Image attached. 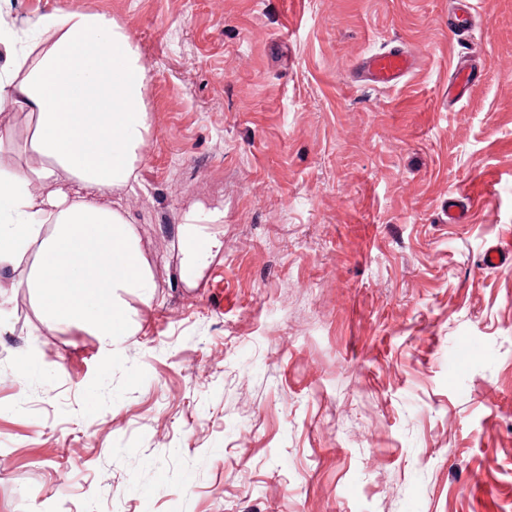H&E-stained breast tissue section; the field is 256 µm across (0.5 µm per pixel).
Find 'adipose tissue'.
<instances>
[{"label":"adipose tissue","mask_w":512,"mask_h":512,"mask_svg":"<svg viewBox=\"0 0 512 512\" xmlns=\"http://www.w3.org/2000/svg\"><path fill=\"white\" fill-rule=\"evenodd\" d=\"M0 112L27 114L34 164L0 169V271H22L48 323L90 325L111 352L128 324L125 294L153 295L135 221L107 194L133 189L153 115L128 31L80 10L17 27L0 17Z\"/></svg>","instance_id":"ef3b65f1"}]
</instances>
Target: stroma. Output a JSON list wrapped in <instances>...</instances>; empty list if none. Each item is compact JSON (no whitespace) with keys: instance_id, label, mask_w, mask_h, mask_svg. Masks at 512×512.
Wrapping results in <instances>:
<instances>
[{"instance_id":"1","label":"stroma","mask_w":512,"mask_h":512,"mask_svg":"<svg viewBox=\"0 0 512 512\" xmlns=\"http://www.w3.org/2000/svg\"><path fill=\"white\" fill-rule=\"evenodd\" d=\"M460 101L450 0H0L106 14L154 115L122 198L150 259L104 354L30 291L0 314V512H512V0H477ZM396 44L395 87L350 73ZM0 165L31 121L0 116ZM467 212L448 221L449 196ZM223 205L205 277L182 218ZM467 55L458 57L453 66L452 83L448 84V99L460 96L466 88L475 86L481 80L483 72L481 66L478 63H472L466 57ZM223 248V243L216 235H207L204 243L197 249L187 250L182 258V279L190 286H196L210 263L213 254ZM189 272L190 277L185 278L183 272Z\"/></svg>"}]
</instances>
